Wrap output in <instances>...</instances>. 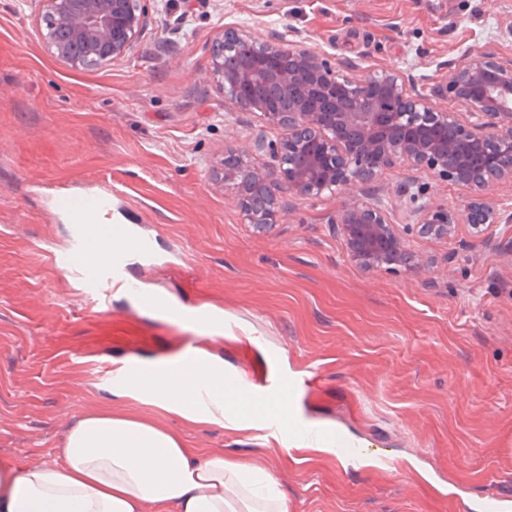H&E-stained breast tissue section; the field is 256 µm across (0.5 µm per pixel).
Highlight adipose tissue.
<instances>
[{
    "label": "adipose tissue",
    "instance_id": "adipose-tissue-1",
    "mask_svg": "<svg viewBox=\"0 0 512 512\" xmlns=\"http://www.w3.org/2000/svg\"><path fill=\"white\" fill-rule=\"evenodd\" d=\"M175 364L133 368L122 395L191 422L247 420L234 406L243 384L223 365L201 351ZM0 512H288V499L265 465L202 454L132 411H95L69 427L54 460L0 461Z\"/></svg>",
    "mask_w": 512,
    "mask_h": 512
}]
</instances>
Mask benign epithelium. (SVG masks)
<instances>
[{"label": "benign epithelium", "instance_id": "obj_1", "mask_svg": "<svg viewBox=\"0 0 512 512\" xmlns=\"http://www.w3.org/2000/svg\"><path fill=\"white\" fill-rule=\"evenodd\" d=\"M47 30L50 54L71 68H95L128 57L152 19L153 0H23ZM209 76L224 99L285 131L276 144L262 136L254 150L273 162L248 164L224 152V186L251 231L264 236L282 218L279 189L327 199L375 181L396 164L451 181L470 192L463 209L424 200L415 181L400 189L418 216L397 224L380 200L353 197L331 221L349 261L368 274L404 272L427 277L434 260L413 239L454 241L465 224L470 237L489 240L492 227L512 222L491 191L512 182V58L483 51L448 69L438 91L462 108L448 112L409 85L403 74L375 69L354 77L299 44L259 40L226 27L210 47Z\"/></svg>", "mask_w": 512, "mask_h": 512}]
</instances>
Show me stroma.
<instances>
[{
    "label": "stroma",
    "instance_id": "35a3bbf8",
    "mask_svg": "<svg viewBox=\"0 0 512 512\" xmlns=\"http://www.w3.org/2000/svg\"><path fill=\"white\" fill-rule=\"evenodd\" d=\"M227 26L299 42L353 75L412 76L438 107L449 64L471 51L512 57V0H157L134 54L91 69L47 51L20 0H0V459L52 460L95 410H133L187 447L268 465L288 512H497L512 492V223L489 242L420 240L429 278L368 275L329 223L345 196L281 188L284 220L254 237L224 152L281 129L225 101L205 73ZM118 187L116 225L140 224L166 263L130 276L156 303L117 296L108 313L72 300L47 260L73 223L40 189ZM224 312L211 336L192 307ZM193 336L241 378L316 370L283 413L336 436V451L265 431L194 424L92 381L85 364L164 359ZM362 461L350 471L339 453Z\"/></svg>",
    "mask_w": 512,
    "mask_h": 512
}]
</instances>
